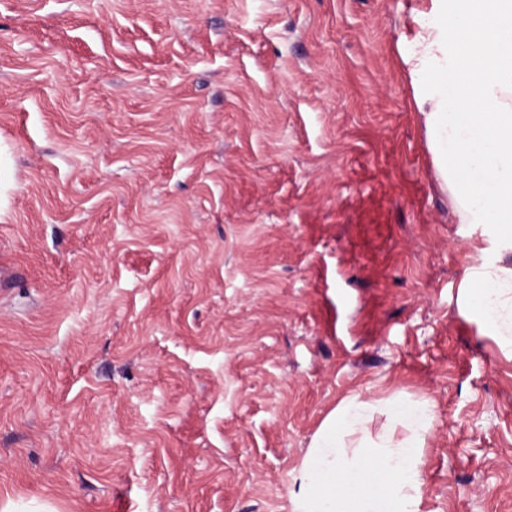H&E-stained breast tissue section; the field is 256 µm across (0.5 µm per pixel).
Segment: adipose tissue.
<instances>
[{"mask_svg": "<svg viewBox=\"0 0 512 512\" xmlns=\"http://www.w3.org/2000/svg\"><path fill=\"white\" fill-rule=\"evenodd\" d=\"M407 42L414 99L435 175L461 223L512 251V0H427ZM469 303L512 347V267L468 269ZM393 427L370 428L375 408ZM341 400L314 435L290 490L293 512H420L429 403Z\"/></svg>", "mask_w": 512, "mask_h": 512, "instance_id": "obj_1", "label": "adipose tissue"}]
</instances>
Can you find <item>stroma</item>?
<instances>
[{
    "mask_svg": "<svg viewBox=\"0 0 512 512\" xmlns=\"http://www.w3.org/2000/svg\"><path fill=\"white\" fill-rule=\"evenodd\" d=\"M421 4L0 0V512H292L352 395L434 404L422 512H512Z\"/></svg>",
    "mask_w": 512,
    "mask_h": 512,
    "instance_id": "35a3bbf8",
    "label": "stroma"
}]
</instances>
